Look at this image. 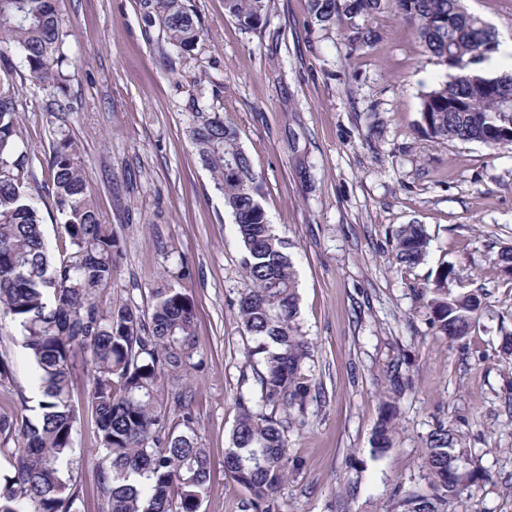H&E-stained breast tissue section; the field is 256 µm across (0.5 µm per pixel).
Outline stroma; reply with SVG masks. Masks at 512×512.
<instances>
[{
  "instance_id": "stroma-1",
  "label": "stroma",
  "mask_w": 512,
  "mask_h": 512,
  "mask_svg": "<svg viewBox=\"0 0 512 512\" xmlns=\"http://www.w3.org/2000/svg\"><path fill=\"white\" fill-rule=\"evenodd\" d=\"M202 34L173 53L145 28L137 0H55L77 67L66 91L14 76L28 185L44 231L58 242L49 156L76 139L90 200L120 241L102 309L141 308L175 265L196 301L203 365L186 394L198 441L211 458L201 512H249L248 493L224 473V450L251 373L238 300L242 246L224 198L189 135L191 112H220L263 181L270 224L298 271L299 324L313 344L316 388L307 423L287 432L298 465L280 512H391L395 484L427 489L426 436L448 422L489 475L448 512H512V356L498 323L512 327V282L494 264L512 245V150L431 141L416 130L422 93L447 67L423 53L391 9L376 14L371 47L350 51L339 27L312 23L308 0H271L264 26L247 30L224 0H190ZM420 224L431 238L421 264L395 259V230ZM486 294L483 325L456 342L430 327L415 295L442 261ZM0 414L38 400L34 368L16 327L0 321ZM404 356L414 388L398 403L393 446L373 457L383 370ZM85 360L72 375L80 409L72 465L83 512H102L93 480L97 423Z\"/></svg>"
}]
</instances>
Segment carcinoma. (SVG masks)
I'll return each mask as SVG.
<instances>
[{
	"label": "carcinoma",
	"mask_w": 512,
	"mask_h": 512,
	"mask_svg": "<svg viewBox=\"0 0 512 512\" xmlns=\"http://www.w3.org/2000/svg\"><path fill=\"white\" fill-rule=\"evenodd\" d=\"M270 0H224L228 16L248 30L261 28ZM312 19L343 26L352 51L373 44L371 20L384 8L411 24L427 53L455 71L420 98L417 130L442 141L478 142L512 149V76H491L475 65L498 47L495 32L469 13L462 0H309ZM145 26H159L169 47L192 51L201 34L188 0H139ZM54 0H0V42L47 84L69 80L71 60ZM18 100L9 71L0 75V320L17 328L36 369L42 392L32 419L25 397L20 412L0 414L3 445L12 475L0 479V512H81L69 474L75 451L77 409L70 398L78 358L91 364L90 401L97 418L96 487L102 512H199L211 475L207 449L198 445L194 417L179 393L173 410L157 400L166 379L179 380L197 367L195 303L185 288L166 283L150 290L151 309L99 308L97 292L112 281L119 239L102 223L85 192L78 144L58 138L50 154V193L60 215L64 246L48 243L39 207L24 183L28 152L18 135ZM190 136L211 172L243 247L245 288L239 317L252 345L246 357L253 384L238 397V417L224 452L225 472L249 494L253 512H279L280 494L295 467L277 413L305 422L311 395L312 344L299 326L297 273L288 243L275 233L261 204L263 182L220 112L191 113ZM396 260L422 263L430 238L420 224L396 229ZM453 264L439 265L421 291L431 328L460 340L479 323L482 294ZM404 360L385 370L384 416L373 451L392 447L396 402L409 387ZM177 422L168 425L171 416ZM430 491L397 485L393 512H447L471 494L486 474L459 434L441 423L422 456Z\"/></svg>",
	"instance_id": "cac0c4a2"
}]
</instances>
